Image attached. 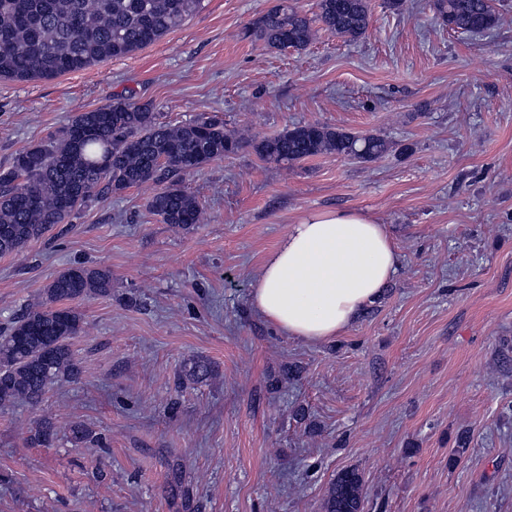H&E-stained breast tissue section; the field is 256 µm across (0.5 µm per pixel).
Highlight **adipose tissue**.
I'll list each match as a JSON object with an SVG mask.
<instances>
[{
    "mask_svg": "<svg viewBox=\"0 0 512 512\" xmlns=\"http://www.w3.org/2000/svg\"><path fill=\"white\" fill-rule=\"evenodd\" d=\"M398 266L396 245L375 218L309 211L265 257L250 304L280 332L321 342L348 331Z\"/></svg>",
    "mask_w": 512,
    "mask_h": 512,
    "instance_id": "ef3b65f1",
    "label": "adipose tissue"
}]
</instances>
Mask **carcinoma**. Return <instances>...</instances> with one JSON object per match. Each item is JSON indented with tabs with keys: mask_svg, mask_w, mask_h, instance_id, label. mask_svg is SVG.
Wrapping results in <instances>:
<instances>
[{
	"mask_svg": "<svg viewBox=\"0 0 512 512\" xmlns=\"http://www.w3.org/2000/svg\"><path fill=\"white\" fill-rule=\"evenodd\" d=\"M203 0H0V79H52L105 59L129 56L179 28ZM321 28L349 41L368 30V0H319ZM448 29L485 33L504 22L495 0H434ZM312 21L281 3L253 19L241 38L277 50H301L315 38ZM250 147L264 161L286 169L324 153L371 162L388 150L384 137L357 135L321 124L294 125L258 142L224 128L207 114L183 124L161 120L151 103L133 94L81 112L49 140L16 154L0 169V257L16 254L45 237L98 195L147 183L160 185L148 199L161 223L188 228L203 221L204 207L183 178L204 165ZM112 295L105 266H71L57 273L42 296L0 330V408L39 405L61 379L79 380L71 341L84 333V315L72 306ZM212 367L194 359L186 376L200 382ZM49 419L30 429L27 443L58 438ZM73 447L93 440L75 423L65 434ZM363 475L357 468L331 481L323 512H364Z\"/></svg>",
	"mask_w": 512,
	"mask_h": 512,
	"instance_id": "carcinoma-1",
	"label": "carcinoma"
}]
</instances>
